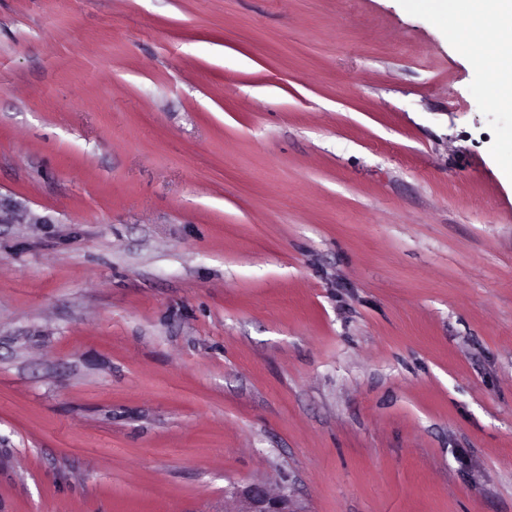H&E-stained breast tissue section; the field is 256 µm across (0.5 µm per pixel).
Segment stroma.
Listing matches in <instances>:
<instances>
[{
	"mask_svg": "<svg viewBox=\"0 0 512 512\" xmlns=\"http://www.w3.org/2000/svg\"><path fill=\"white\" fill-rule=\"evenodd\" d=\"M427 0H0V512H512V112ZM237 507L233 512H303L294 507L285 492L273 493L266 484L252 483L235 492Z\"/></svg>",
	"mask_w": 512,
	"mask_h": 512,
	"instance_id": "1",
	"label": "stroma"
}]
</instances>
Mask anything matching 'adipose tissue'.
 Returning <instances> with one entry per match:
<instances>
[{
    "label": "adipose tissue",
    "mask_w": 512,
    "mask_h": 512,
    "mask_svg": "<svg viewBox=\"0 0 512 512\" xmlns=\"http://www.w3.org/2000/svg\"><path fill=\"white\" fill-rule=\"evenodd\" d=\"M436 16L448 26V37L465 45L478 64L496 77L495 106L512 110V59L498 54L496 45L512 41V0H430ZM487 23L489 36L478 39L470 29Z\"/></svg>",
    "instance_id": "1"
}]
</instances>
